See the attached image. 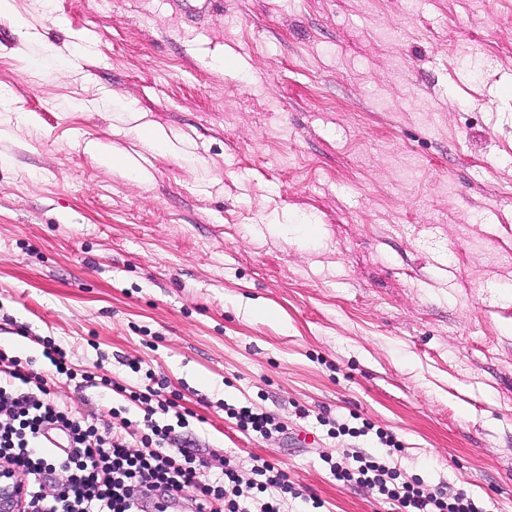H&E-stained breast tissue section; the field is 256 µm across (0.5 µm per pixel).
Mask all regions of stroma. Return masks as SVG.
Listing matches in <instances>:
<instances>
[{
    "label": "stroma",
    "mask_w": 512,
    "mask_h": 512,
    "mask_svg": "<svg viewBox=\"0 0 512 512\" xmlns=\"http://www.w3.org/2000/svg\"><path fill=\"white\" fill-rule=\"evenodd\" d=\"M0 91V348L119 384L139 362L208 478L260 457L317 512H392L329 470L368 423L401 479L512 512V0H13ZM43 356L49 360L50 364L55 368V372L59 375H66L70 380H74V372L69 367L66 360L65 352L59 348L54 341L43 340ZM230 414L237 420V425L243 431L256 432L264 437L272 435L273 432H280V427L272 416L256 412L249 406L231 409Z\"/></svg>",
    "instance_id": "obj_1"
}]
</instances>
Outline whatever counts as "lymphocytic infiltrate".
<instances>
[{"mask_svg": "<svg viewBox=\"0 0 512 512\" xmlns=\"http://www.w3.org/2000/svg\"><path fill=\"white\" fill-rule=\"evenodd\" d=\"M126 398L142 410L139 423L127 420L118 429L91 424L51 392L45 375L0 350V472L23 476L20 512H138L134 491L143 487L169 499L194 489L196 512H280L281 499L301 498L283 470L260 458L252 467L260 497L255 507L246 506L234 468L206 481L194 456L170 449L174 425L160 424L156 416L170 413L183 425L188 409L150 385L130 390ZM51 425L69 432V451L45 448L42 432ZM376 438L378 453L332 463L337 481L367 487L399 512H485L481 502L453 486L426 489L400 480L389 464L399 441L382 430Z\"/></svg>", "mask_w": 512, "mask_h": 512, "instance_id": "lymphocytic-infiltrate-1", "label": "lymphocytic infiltrate"}]
</instances>
